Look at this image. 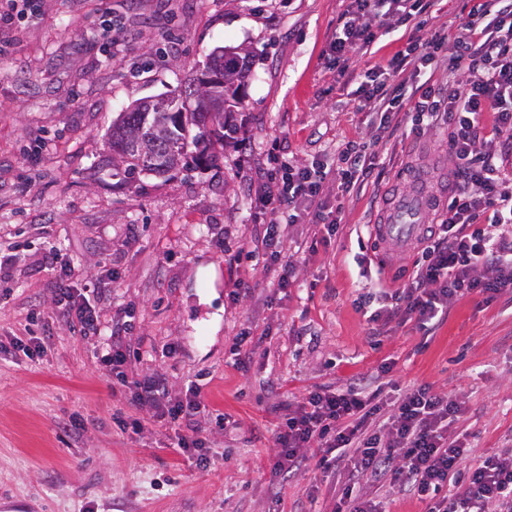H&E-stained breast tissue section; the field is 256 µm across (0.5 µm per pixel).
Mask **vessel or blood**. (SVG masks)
Segmentation results:
<instances>
[{
    "instance_id": "obj_1",
    "label": "vessel or blood",
    "mask_w": 512,
    "mask_h": 512,
    "mask_svg": "<svg viewBox=\"0 0 512 512\" xmlns=\"http://www.w3.org/2000/svg\"><path fill=\"white\" fill-rule=\"evenodd\" d=\"M434 195L422 186L397 195L390 203L384 223L374 225L373 240L385 253L410 250L426 230Z\"/></svg>"
}]
</instances>
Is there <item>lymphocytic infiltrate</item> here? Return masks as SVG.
<instances>
[{"label":"lymphocytic infiltrate","instance_id":"lymphocytic-infiltrate-1","mask_svg":"<svg viewBox=\"0 0 512 512\" xmlns=\"http://www.w3.org/2000/svg\"><path fill=\"white\" fill-rule=\"evenodd\" d=\"M433 5L434 0H349L328 43L330 64L366 50L377 28L396 27ZM476 13L477 21L432 35L421 45L408 43L374 64L358 88L369 102V114L381 124L404 112L411 113L416 134L447 124L448 159L456 178L445 217L429 225L409 283L380 292L383 304L370 314V322L412 319L429 330L462 297L474 295L487 303L512 290V168L504 165L512 156V0H484ZM421 73L426 79L418 95H404L406 83ZM488 113L493 116L489 126L484 123ZM338 160L335 171L325 165L302 167L278 155L258 172L267 270L278 291L292 286L296 271L280 250L281 225L305 219L335 233L341 220L326 213L323 201L332 175H339L346 192L382 182L384 170L374 155L354 142H346ZM61 294L67 299L61 318L102 346L103 362L138 407L184 422L186 432L177 446L197 468H207L210 445L196 419L199 392L193 389L186 400L172 401L161 375L127 376L124 325L105 328L89 302L69 301L66 288ZM460 411L455 399L426 384L405 389L390 403L367 393L362 384L343 393L315 388L279 416L272 472L287 478L311 464L324 473H340L336 512H384L363 493L366 479L417 496L424 512H512V452L480 455L453 438L446 422Z\"/></svg>","mask_w":512,"mask_h":512}]
</instances>
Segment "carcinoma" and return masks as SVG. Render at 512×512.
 <instances>
[{
  "label": "carcinoma",
  "mask_w": 512,
  "mask_h": 512,
  "mask_svg": "<svg viewBox=\"0 0 512 512\" xmlns=\"http://www.w3.org/2000/svg\"><path fill=\"white\" fill-rule=\"evenodd\" d=\"M254 65V54L230 47H218L209 56L204 70L224 69V122L218 125L208 124V112L204 104L192 99L195 90L187 85L179 100L180 111L170 115H160L157 120L170 126V135L157 146L155 156L141 159L136 156L124 165L125 178L133 179L138 170L152 168L158 175H164L171 169L173 160L185 168L193 162L197 165L206 164L212 160L208 150L215 144L223 145L234 138L237 127L234 122V108L241 104L242 91L246 81L251 76ZM136 105H131L120 113L110 130V141L113 151L122 153L126 144L124 130L128 125H138L143 122L145 113L135 111Z\"/></svg>",
  "instance_id": "cac0c4a2"
}]
</instances>
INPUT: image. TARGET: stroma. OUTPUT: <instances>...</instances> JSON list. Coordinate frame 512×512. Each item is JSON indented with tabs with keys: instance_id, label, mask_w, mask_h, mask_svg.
Returning <instances> with one entry per match:
<instances>
[{
	"instance_id": "35a3bbf8",
	"label": "stroma",
	"mask_w": 512,
	"mask_h": 512,
	"mask_svg": "<svg viewBox=\"0 0 512 512\" xmlns=\"http://www.w3.org/2000/svg\"><path fill=\"white\" fill-rule=\"evenodd\" d=\"M473 0H437L423 27L378 29L349 72L329 66L327 44L347 0H36L12 28L0 64V512H331L319 472L271 485L275 412L319 386L375 379L385 399L428 384L456 397L451 429L491 454L512 449V294L466 297L430 331L390 323L370 337L361 303L400 288L417 250L379 262L370 227L382 204L420 173L444 216L455 180L448 128L397 134L358 111L362 71L410 41L467 20ZM245 47L255 65L238 107L236 144L216 166L169 176H118L107 133L134 101L176 95L218 47ZM389 163L379 189L330 184L338 234L313 243L308 224L282 227L296 262L287 296L270 298L262 266L265 225L247 175L269 149L302 165L332 164L345 141ZM56 254L72 287L89 288L103 321L132 312L129 372L164 374L172 399L201 391L199 424L213 442L198 469L176 443L181 427L139 409L91 341L58 317ZM250 297L236 298L240 281ZM39 357L16 341L42 334ZM249 333L239 361L234 339ZM392 371L378 376L382 364ZM80 414L77 436L58 425ZM140 419V433L116 418Z\"/></svg>"
}]
</instances>
